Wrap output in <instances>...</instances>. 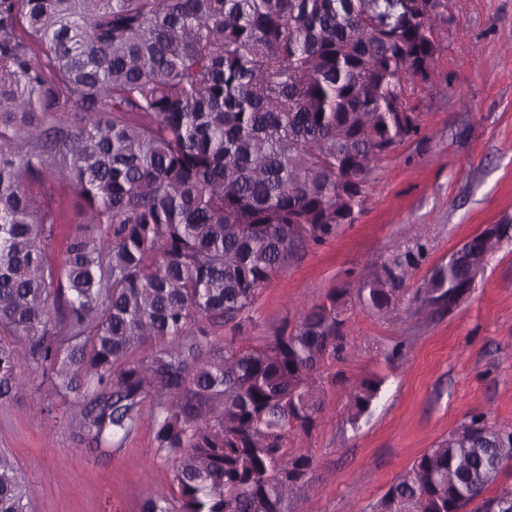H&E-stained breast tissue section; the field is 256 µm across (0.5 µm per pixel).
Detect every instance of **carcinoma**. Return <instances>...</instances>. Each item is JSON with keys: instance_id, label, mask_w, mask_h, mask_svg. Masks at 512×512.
Masks as SVG:
<instances>
[{"instance_id": "cac0c4a2", "label": "carcinoma", "mask_w": 512, "mask_h": 512, "mask_svg": "<svg viewBox=\"0 0 512 512\" xmlns=\"http://www.w3.org/2000/svg\"><path fill=\"white\" fill-rule=\"evenodd\" d=\"M413 3L0 0V397L35 373L97 445L151 400L177 496L141 512H293L312 479L286 437L318 423L313 373L342 348V303L333 290L260 344L243 329L288 260L336 235L348 186L417 132L407 82L446 0ZM46 182L81 215L59 269L43 241L65 213L32 191ZM500 242L452 252L424 302L457 306ZM403 275L368 281L367 305ZM378 390L356 388L351 420ZM509 461L512 431L473 419L371 512H512V490L483 497ZM0 512H31L5 452Z\"/></svg>"}]
</instances>
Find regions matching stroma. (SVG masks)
<instances>
[{
    "label": "stroma",
    "mask_w": 512,
    "mask_h": 512,
    "mask_svg": "<svg viewBox=\"0 0 512 512\" xmlns=\"http://www.w3.org/2000/svg\"><path fill=\"white\" fill-rule=\"evenodd\" d=\"M426 84L409 99L416 134L377 164L354 223L309 245L261 291L245 333L296 326L304 309L343 289V348L319 368L321 418L287 445L313 458L293 512H369L414 459L478 417L512 430V240L488 255L452 312L422 291L451 252L490 224H512V0H448ZM406 271L388 308L360 293L384 266ZM379 381L350 421L351 393ZM79 407L33 381L0 398V450L29 483L33 512H141L173 496L170 471L142 418L123 442L73 440Z\"/></svg>",
    "instance_id": "stroma-1"
}]
</instances>
